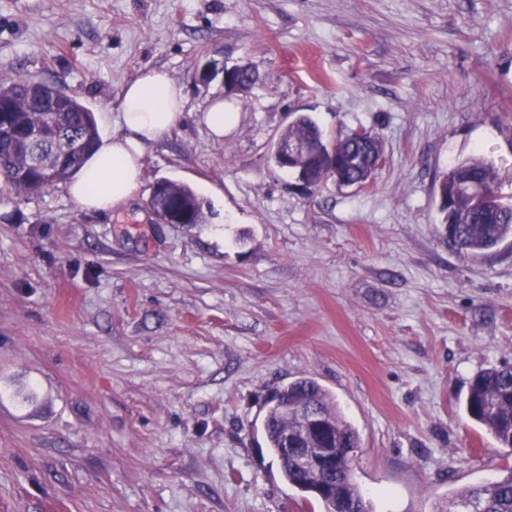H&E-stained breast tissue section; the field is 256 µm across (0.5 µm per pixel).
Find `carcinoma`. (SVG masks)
<instances>
[{"instance_id":"carcinoma-1","label":"carcinoma","mask_w":512,"mask_h":512,"mask_svg":"<svg viewBox=\"0 0 512 512\" xmlns=\"http://www.w3.org/2000/svg\"><path fill=\"white\" fill-rule=\"evenodd\" d=\"M57 113L56 132L47 140L26 145L20 134L28 126L44 122L46 114ZM279 137L298 140L309 146L308 159L302 164L312 184L318 186L328 179L366 181L373 177L371 157L380 139L361 147L345 136L337 139L336 157L323 151L326 136L319 125L308 115L300 116L284 128ZM99 133L94 113L80 100L43 81L23 76L0 81V176L9 189L17 195L41 193L69 180L80 170L92 153ZM81 142L71 158L60 166L56 180L41 185L42 175L34 164V157L47 161L56 157L58 146L64 142ZM482 183L492 195L496 210L493 219L474 206L472 199L456 188L462 175ZM443 203L439 205L443 223L450 228L451 244L463 256H481L496 249L512 236V205L497 196L493 166L481 156L459 161L448 169L438 185ZM149 203L156 209L178 205L192 224L205 222L202 202L194 190L183 183L164 180V185L151 193ZM299 405H313L336 430V442L342 456H355L360 448L357 431L348 422L336 402L335 396L311 378H299L273 391L267 401L262 422L265 447L278 464L282 477L289 485L316 499L322 512H371L370 503L364 498L351 478V468L342 464L331 478L310 476L293 461L280 457L284 447V431H294L298 422L288 417L284 409ZM461 408L466 415L489 434L500 447L512 450V366L488 367L472 379ZM466 505L470 512H512V470L498 479L458 491L440 512H453V508Z\"/></svg>"}]
</instances>
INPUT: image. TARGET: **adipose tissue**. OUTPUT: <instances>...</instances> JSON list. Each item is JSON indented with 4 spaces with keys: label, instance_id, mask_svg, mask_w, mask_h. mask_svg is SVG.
I'll return each mask as SVG.
<instances>
[{
    "label": "adipose tissue",
    "instance_id": "adipose-tissue-1",
    "mask_svg": "<svg viewBox=\"0 0 512 512\" xmlns=\"http://www.w3.org/2000/svg\"><path fill=\"white\" fill-rule=\"evenodd\" d=\"M186 97L163 68L127 83L115 129L68 185L70 196L87 211L112 212L128 204L140 186L149 147L181 122Z\"/></svg>",
    "mask_w": 512,
    "mask_h": 512
}]
</instances>
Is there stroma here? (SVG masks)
<instances>
[{
  "label": "stroma",
  "instance_id": "35a3bbf8",
  "mask_svg": "<svg viewBox=\"0 0 512 512\" xmlns=\"http://www.w3.org/2000/svg\"><path fill=\"white\" fill-rule=\"evenodd\" d=\"M234 65L258 72L245 93ZM157 67L185 115L127 207L0 191V512H321L259 433L300 377L357 430L373 512H436L511 469L458 399L512 365V238L460 256L436 188L478 154L512 203V0H0V76L62 88L100 134ZM216 98L237 114L220 139ZM301 113L379 134L368 188L309 192L270 162ZM162 178L205 223H160ZM235 114L226 110L224 99H215L202 112V120L213 135L223 137L225 129L231 127ZM159 181H163L164 185L152 192L148 201L158 214V208L165 210L170 205H178L186 212L191 224L205 222L202 202L190 186L168 179H159L155 183Z\"/></svg>",
  "mask_w": 512,
  "mask_h": 512
}]
</instances>
